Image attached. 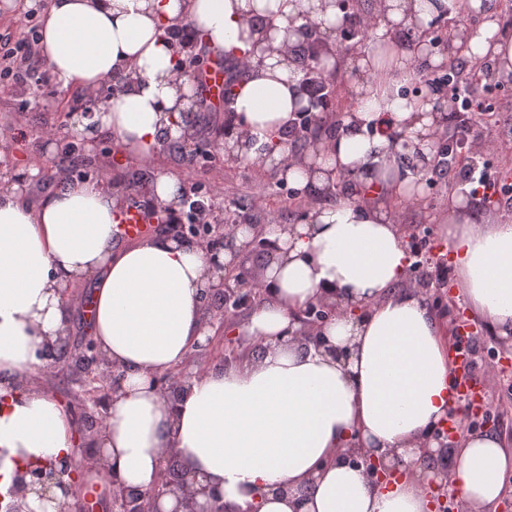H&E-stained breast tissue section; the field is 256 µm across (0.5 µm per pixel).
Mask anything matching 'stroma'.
<instances>
[{"mask_svg": "<svg viewBox=\"0 0 512 512\" xmlns=\"http://www.w3.org/2000/svg\"><path fill=\"white\" fill-rule=\"evenodd\" d=\"M86 101L81 92H61L57 88L33 89L20 85L0 92V124L12 122L17 110H24L23 124L18 133L0 135V161L11 171L34 165L40 168V176L30 183L33 198L49 195L58 185L43 179L42 173L58 164L63 158L66 145H73V169L91 179L110 178L114 189L122 193L127 201L147 202L151 183L157 173L174 174L181 182L183 195H204L210 189L221 190L220 202L236 206L237 213L245 224L255 221L256 209L252 192L257 183H267L266 206L278 215L282 224L299 222L305 213L317 205L326 203L325 195L319 191L299 192L286 181L277 180L273 172L255 165L231 160L224 155V126L229 115L221 110L196 111L192 125L183 140L163 146L159 156L150 162H132L123 154L115 138L103 137L96 143H88L75 135L70 125L73 114L81 112ZM53 123L58 128L56 137L43 135L45 124ZM462 178L457 173L434 174L424 185L421 196L414 200L388 199L389 207L403 217V224L416 235L415 244L422 251L431 246H444L441 226L448 220V201L452 194L460 193ZM421 292L433 308L446 335H453L459 314L468 316L478 348V362L495 367L498 374L492 389L500 407L485 417L475 416L472 407L459 404L457 416L462 419L464 430L492 431L501 436L512 448V337L498 336L480 318L465 300L460 288L450 291L438 288L433 279L423 278ZM452 297V309L443 308V297ZM244 314L225 317L223 330L214 336L215 349L208 360L209 366L225 367V356L235 349L246 354L258 351V344L250 343L240 332ZM90 324L85 311L73 312V329L68 339L65 358L53 366L41 369L39 383L51 391L62 403L82 399L83 408L71 412L72 419L81 414L99 416L95 403L101 394L96 384L87 382L74 367V359L81 355L90 342Z\"/></svg>", "mask_w": 512, "mask_h": 512, "instance_id": "35a3bbf8", "label": "stroma"}]
</instances>
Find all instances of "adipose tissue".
Instances as JSON below:
<instances>
[{
	"mask_svg": "<svg viewBox=\"0 0 512 512\" xmlns=\"http://www.w3.org/2000/svg\"><path fill=\"white\" fill-rule=\"evenodd\" d=\"M452 8L479 19L464 55L512 73V28L485 0H380L374 40L356 60V106L336 132L295 155L283 132L304 91L291 50L304 25L332 32L334 0H51L40 55L59 89L88 98L91 117L75 120L86 139L115 137L140 161L182 138L194 84L175 72L172 34H196L238 69L229 104L235 155L300 191L343 176L352 186L300 223L263 225L275 258L245 322L260 353L186 378L174 399L150 380L212 335L201 295L237 268L252 230L238 227L217 257L166 234L124 246L123 198L102 181L69 178L38 201L16 179L0 184V491L16 470L70 456L77 443L66 408L35 375L46 365L41 345L71 334L76 304L65 288L88 282L92 340L119 375L95 439L96 477L144 492L173 452L199 483L221 489L226 512H428L434 482L467 512H491L512 471V450L496 434L464 433L449 469L425 479L434 436L457 407L448 345L427 300L406 283L411 260L396 213L365 193L421 191L395 156L407 144L430 156L441 115L434 101L409 100L400 87L414 68L440 59L400 34L421 33ZM442 232L474 310L497 335L512 334V220L475 222L459 195ZM316 301L338 312L313 342L296 315ZM357 453L385 458L399 477L371 479L352 464Z\"/></svg>",
	"mask_w": 512,
	"mask_h": 512,
	"instance_id": "obj_1",
	"label": "adipose tissue"
}]
</instances>
